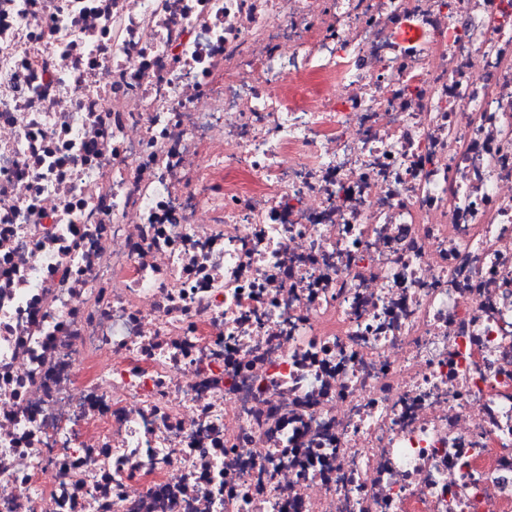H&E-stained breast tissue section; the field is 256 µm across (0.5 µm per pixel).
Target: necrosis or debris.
<instances>
[{
    "label": "necrosis or debris",
    "instance_id": "necrosis-or-debris-1",
    "mask_svg": "<svg viewBox=\"0 0 512 512\" xmlns=\"http://www.w3.org/2000/svg\"><path fill=\"white\" fill-rule=\"evenodd\" d=\"M0 512H512V0H0Z\"/></svg>",
    "mask_w": 512,
    "mask_h": 512
}]
</instances>
